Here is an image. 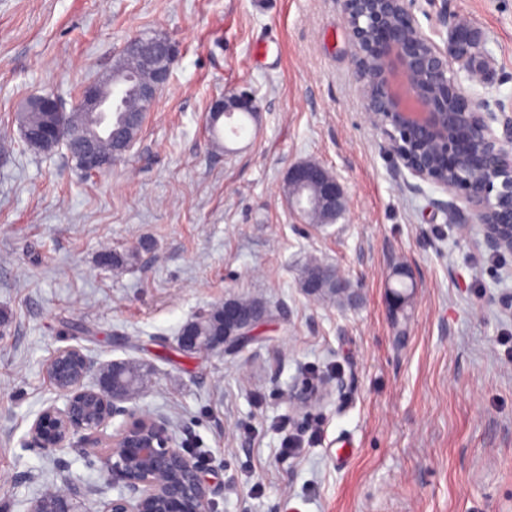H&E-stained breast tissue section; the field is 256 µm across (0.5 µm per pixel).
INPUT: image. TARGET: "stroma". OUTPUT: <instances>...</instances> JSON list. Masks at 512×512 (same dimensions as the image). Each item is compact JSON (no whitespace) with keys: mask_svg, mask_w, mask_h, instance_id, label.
<instances>
[{"mask_svg":"<svg viewBox=\"0 0 512 512\" xmlns=\"http://www.w3.org/2000/svg\"><path fill=\"white\" fill-rule=\"evenodd\" d=\"M487 35L490 101L512 108V0H451ZM180 45L167 86L120 163L100 175L65 150L38 153L14 114L47 93L72 103L126 41ZM338 0H0V505L28 512L48 485L117 493L99 449L29 446L56 396L45 364L82 347L136 365V409L166 416L201 461L211 512H512V257L406 188L368 122ZM260 103L240 136L211 145V100ZM343 184L345 212L311 224L288 208L291 164ZM121 256L102 265L103 252ZM351 291L308 295L312 263ZM414 285L398 315L389 291ZM236 296L270 311L254 341L179 353L182 326ZM316 387L299 407L291 390ZM311 433L278 461L280 422Z\"/></svg>","mask_w":512,"mask_h":512,"instance_id":"stroma-1","label":"stroma"}]
</instances>
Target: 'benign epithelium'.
<instances>
[{"instance_id": "7a95c632", "label": "benign epithelium", "mask_w": 512, "mask_h": 512, "mask_svg": "<svg viewBox=\"0 0 512 512\" xmlns=\"http://www.w3.org/2000/svg\"><path fill=\"white\" fill-rule=\"evenodd\" d=\"M349 28L353 52V79L371 126L384 136L383 149L391 157L394 178L408 183L412 176L436 186L451 197L436 201L459 215L465 232L478 229L485 251L495 256L512 254V115L493 112L481 96L460 89L461 78L478 79L483 87L494 83L495 67L486 50V35L466 16L445 6L441 23L443 44L423 33L414 13L416 0H340ZM139 55L151 71L153 82L137 84L135 92L148 106L155 105L161 88L170 79L180 52L166 38L159 41L137 34L123 47ZM28 106L49 116L64 112L48 95L33 98ZM81 109L100 121L109 105L90 84L79 102ZM211 111L228 118L238 112H259L255 95L240 91L211 103ZM29 145L49 153L59 147L81 157L85 170L104 173L112 161L123 157L133 142L117 138L112 157L102 156L84 132L59 131L53 121L34 132H25ZM323 178L326 208L341 214L346 208L343 185L306 161L288 168L290 183ZM325 283L347 292L345 280L335 269L318 264L308 271L305 289L313 293ZM224 334L203 344L187 323L177 337V349L186 355L200 350L232 351L250 343L269 311L241 308L234 297L224 299ZM112 362L92 384L85 379L93 361L74 345L54 352L46 373L62 403L50 402L29 428V443L46 450L64 448L76 435L105 447L102 463L119 485L117 496L103 503L102 512H210L209 490L203 467L180 446L167 418L142 414L124 406L129 394L109 380L117 371ZM123 421L112 427L114 419ZM112 433H107V430ZM29 512H75L71 498L48 492Z\"/></svg>"}]
</instances>
